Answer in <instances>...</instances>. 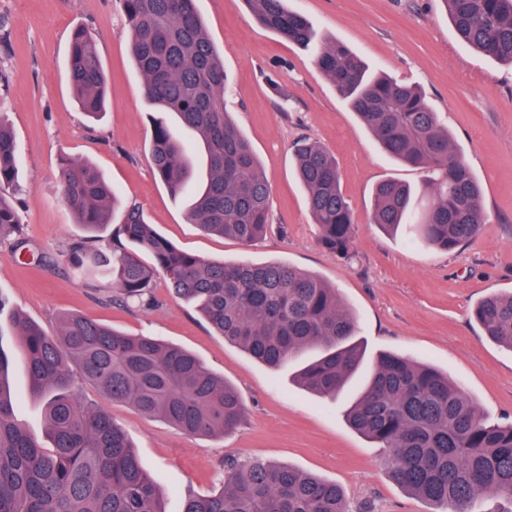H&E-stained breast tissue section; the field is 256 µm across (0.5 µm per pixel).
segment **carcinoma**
<instances>
[{
	"instance_id": "carcinoma-1",
	"label": "carcinoma",
	"mask_w": 512,
	"mask_h": 512,
	"mask_svg": "<svg viewBox=\"0 0 512 512\" xmlns=\"http://www.w3.org/2000/svg\"><path fill=\"white\" fill-rule=\"evenodd\" d=\"M131 52L150 108L173 114L178 130L155 124L152 166L187 220L207 233L250 244L269 226L268 181L248 141L224 110L230 91L224 62L208 39L195 0H119ZM256 22L312 53L381 150L426 172L425 191L386 180L373 192L370 223L414 244L452 251L485 224L482 186L422 90L372 76L365 62L336 40L318 39L309 20L286 0H245ZM457 39L512 65V0H443ZM69 78L82 112H102L108 78L95 35L71 37ZM298 178L319 242L352 259L353 214L333 155L303 140L294 151ZM19 159L0 115V243L30 252L20 215L5 195L17 186ZM61 194L82 235L63 258L87 288L109 282L115 299L149 304L156 277L193 304L224 340L257 360L282 367L302 359L295 379L307 392L336 398L364 359L357 318L336 289L279 262L205 260L171 244L135 204L115 218L117 192L92 162L62 158ZM148 255L151 262L142 260ZM21 340L32 392L43 399L50 445L17 415L12 359L0 346V512H164V490L142 467L123 426L103 408L81 401L72 367L112 399L167 422L188 436L236 428L238 392L195 355L150 336H130L85 315L64 316L57 331L15 310L0 293ZM489 340L512 351V293L489 295L474 309ZM347 420L388 451L394 482L438 506L474 512L479 500L506 502L512 512V423L488 422L448 375L393 353L374 362ZM182 512H350L342 489L291 466L260 460L226 462L224 489L188 496Z\"/></svg>"
}]
</instances>
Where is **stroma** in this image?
<instances>
[{
  "mask_svg": "<svg viewBox=\"0 0 512 512\" xmlns=\"http://www.w3.org/2000/svg\"><path fill=\"white\" fill-rule=\"evenodd\" d=\"M288 7L372 71L425 92L483 186L479 237L448 253L370 224L376 184L395 179L420 190L423 172L385 156L310 54L257 24L245 0H196V9L232 82L226 109L265 170L270 224L251 246L205 234L188 223L183 203L151 167L155 114L142 96L118 0H0V111L22 171L12 201L26 237L45 257L41 264L22 260L0 244V293L47 332L80 312L180 345L236 387L245 407L241 424L221 436L189 437L80 382L82 399L107 408L129 434L144 469L165 489L166 512H181L188 495L221 491L229 458H260L336 482L350 512L366 501L375 512H435L392 480L385 450L347 423L363 375L339 397L318 398L293 382L292 368L268 367L226 342L164 280L156 282L153 305H119L112 289L80 286L62 257L80 233L61 198L59 159L66 155L95 162L123 201L142 208L179 249L212 261L282 262L320 277L356 314L368 357L392 352L434 366L489 421H512V351L484 336L472 316L486 295L512 292V67L460 43L442 0H288ZM81 26L97 32L109 77L106 110L95 121L79 109L67 72L71 35ZM304 138L327 147L338 163L355 222L352 261L318 241L292 157ZM13 382L21 417L44 439L43 401L19 355Z\"/></svg>",
  "mask_w": 512,
  "mask_h": 512,
  "instance_id": "obj_1",
  "label": "stroma"
}]
</instances>
